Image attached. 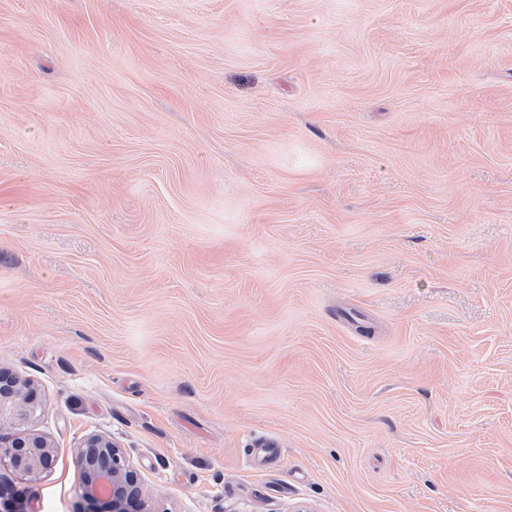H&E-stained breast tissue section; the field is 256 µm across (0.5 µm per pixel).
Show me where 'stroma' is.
Returning a JSON list of instances; mask_svg holds the SVG:
<instances>
[{
  "label": "stroma",
  "instance_id": "35a3bbf8",
  "mask_svg": "<svg viewBox=\"0 0 512 512\" xmlns=\"http://www.w3.org/2000/svg\"><path fill=\"white\" fill-rule=\"evenodd\" d=\"M0 367L19 512H512V0H0ZM39 407L30 384L0 368V490L7 476L30 484L54 463L51 441L30 429ZM76 457L83 501L78 512H154L137 470L111 436L89 434Z\"/></svg>",
  "mask_w": 512,
  "mask_h": 512
}]
</instances>
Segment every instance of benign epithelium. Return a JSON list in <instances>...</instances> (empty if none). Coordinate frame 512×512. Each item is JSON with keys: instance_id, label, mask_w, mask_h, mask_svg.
Returning a JSON list of instances; mask_svg holds the SVG:
<instances>
[{"instance_id": "obj_1", "label": "benign epithelium", "mask_w": 512, "mask_h": 512, "mask_svg": "<svg viewBox=\"0 0 512 512\" xmlns=\"http://www.w3.org/2000/svg\"><path fill=\"white\" fill-rule=\"evenodd\" d=\"M38 411L30 384L0 368V481L30 484L53 465V444L30 429ZM76 457L83 501L78 512H154L137 470L112 437L86 436Z\"/></svg>"}]
</instances>
